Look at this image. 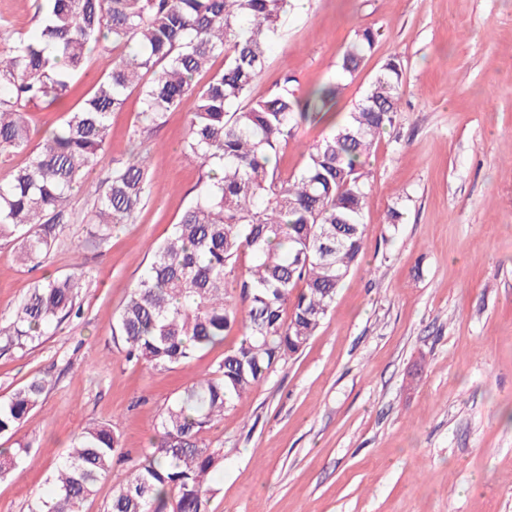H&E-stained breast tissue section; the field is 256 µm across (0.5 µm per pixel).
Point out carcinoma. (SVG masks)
I'll list each match as a JSON object with an SVG mask.
<instances>
[{"label": "carcinoma", "mask_w": 512, "mask_h": 512, "mask_svg": "<svg viewBox=\"0 0 512 512\" xmlns=\"http://www.w3.org/2000/svg\"><path fill=\"white\" fill-rule=\"evenodd\" d=\"M286 0H39L37 33L0 50V156L28 152L0 182V237L17 242L15 261L40 266L70 222V199L100 158L112 113L138 90L144 120L161 123L193 96L181 146L198 166L196 194L151 261L112 326L125 357L157 371L190 362L233 330L239 343L196 377L159 414L156 435L104 512H208L211 475L224 449L202 435L260 385L320 328L364 250L361 214L365 162L393 122L403 70L391 58L338 122L326 108L340 86L301 96L288 76L265 98L250 96L263 76ZM376 42L356 32L339 69L355 74ZM112 56L80 106L43 143L29 149L26 112L55 102L85 70L88 52ZM222 67L213 70L217 59ZM210 73L200 85L196 77ZM330 117V129L305 147L299 171L282 173L279 157L299 124ZM151 189L147 157L112 166L85 216L98 243L131 223ZM34 285L6 326L0 350H23L81 313L86 273ZM36 376L0 400V435L16 430L42 400ZM33 443L0 452V477L23 466ZM112 421L88 424L47 479L28 512H83L97 483L124 460Z\"/></svg>", "instance_id": "carcinoma-1"}]
</instances>
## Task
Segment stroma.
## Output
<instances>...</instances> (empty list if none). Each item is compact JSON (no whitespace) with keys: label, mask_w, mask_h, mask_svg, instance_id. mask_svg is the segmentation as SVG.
I'll return each mask as SVG.
<instances>
[{"label":"stroma","mask_w":512,"mask_h":512,"mask_svg":"<svg viewBox=\"0 0 512 512\" xmlns=\"http://www.w3.org/2000/svg\"><path fill=\"white\" fill-rule=\"evenodd\" d=\"M35 0H0V35H30ZM373 51L342 79L334 110L351 112L381 65L398 57L403 94L365 169L364 255L319 331L226 411L205 439L224 450L208 512H512V0H310L287 10L252 88L299 92L339 78L361 28ZM108 56L90 53L69 95L30 107L32 146L87 94ZM194 97L163 124L140 123L130 92L105 152L73 198L78 220L36 269L0 238V319L45 277L81 260L80 318L26 352L0 353V399L35 376L52 386L15 439L33 460L0 478V512H27L89 422L110 420L125 461L84 505L104 504L150 446L159 411L240 339L169 371L126 361L112 323L195 194L200 170L181 155ZM142 136H133L134 127ZM151 147L143 209L102 246L83 221L112 166ZM403 212L387 221L390 208Z\"/></svg>","instance_id":"obj_1"}]
</instances>
